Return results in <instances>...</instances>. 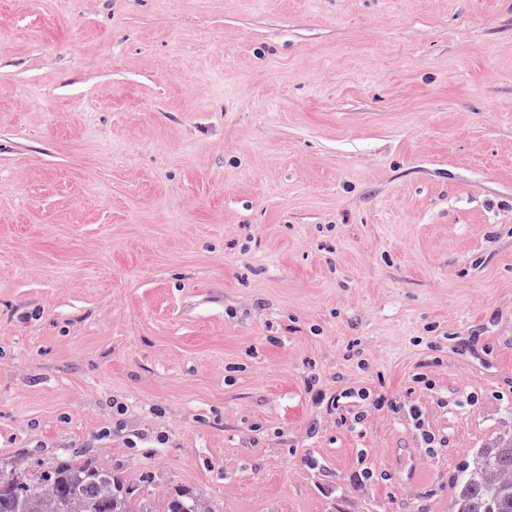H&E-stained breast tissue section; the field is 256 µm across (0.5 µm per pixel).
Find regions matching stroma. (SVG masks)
I'll return each mask as SVG.
<instances>
[{
	"mask_svg": "<svg viewBox=\"0 0 512 512\" xmlns=\"http://www.w3.org/2000/svg\"><path fill=\"white\" fill-rule=\"evenodd\" d=\"M506 436L512 0H0V458L450 512Z\"/></svg>",
	"mask_w": 512,
	"mask_h": 512,
	"instance_id": "35a3bbf8",
	"label": "stroma"
}]
</instances>
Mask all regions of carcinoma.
I'll return each mask as SVG.
<instances>
[{
	"label": "carcinoma",
	"mask_w": 512,
	"mask_h": 512,
	"mask_svg": "<svg viewBox=\"0 0 512 512\" xmlns=\"http://www.w3.org/2000/svg\"><path fill=\"white\" fill-rule=\"evenodd\" d=\"M196 494L166 496L162 512H213ZM0 512H149L112 468L68 448L31 469L0 463ZM451 512H512V438L482 448L456 479Z\"/></svg>",
	"instance_id": "1"
}]
</instances>
